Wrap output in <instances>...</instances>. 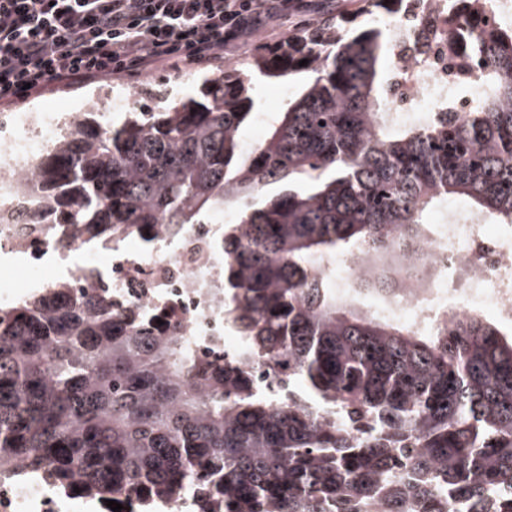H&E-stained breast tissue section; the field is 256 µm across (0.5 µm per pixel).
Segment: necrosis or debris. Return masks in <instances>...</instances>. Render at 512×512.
<instances>
[{
	"label": "necrosis or debris",
	"mask_w": 512,
	"mask_h": 512,
	"mask_svg": "<svg viewBox=\"0 0 512 512\" xmlns=\"http://www.w3.org/2000/svg\"><path fill=\"white\" fill-rule=\"evenodd\" d=\"M458 0H403L397 18H379L392 50L384 110L390 124H421L436 112L466 118L486 90L485 68L470 51L489 29L512 25V0H484L468 16V35L451 20ZM68 121L57 112L0 114V204L14 220L0 224V308L11 309L40 290L94 291L131 326L180 338L203 366L224 363L255 370L248 349L224 313V223L182 225L177 234L147 239L130 233L111 245L78 236L68 224L38 228L25 221L19 189ZM409 276L380 306L382 315L420 334L436 332L477 311L512 323V225L488 230L468 209L448 204L431 232L411 242ZM370 254L325 256L316 265L339 294L348 295L370 266ZM0 512H96L90 498L36 473L0 479Z\"/></svg>",
	"instance_id": "obj_1"
}]
</instances>
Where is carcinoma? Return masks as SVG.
<instances>
[{"instance_id":"cac0c4a2","label":"carcinoma","mask_w":512,"mask_h":512,"mask_svg":"<svg viewBox=\"0 0 512 512\" xmlns=\"http://www.w3.org/2000/svg\"><path fill=\"white\" fill-rule=\"evenodd\" d=\"M402 0H362L398 14ZM314 23L259 46L191 96L157 95L100 128L99 101L29 173L26 223L107 245L239 205L224 234L227 316L273 400L238 366L204 368L175 337L53 288L0 313V477L25 463L96 499L198 487L224 512H512V337L481 315L421 335L359 313L317 257L382 253L359 282L391 295L392 234L423 237L449 197L512 220V27L480 44L492 95L464 120L395 128L385 32ZM303 59L305 66L299 65ZM307 72L249 150L254 78ZM415 482L397 479L399 467Z\"/></svg>"}]
</instances>
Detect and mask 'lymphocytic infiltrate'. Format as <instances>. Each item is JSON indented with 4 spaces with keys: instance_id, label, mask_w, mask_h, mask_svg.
<instances>
[{
    "instance_id": "f902f5d3",
    "label": "lymphocytic infiltrate",
    "mask_w": 512,
    "mask_h": 512,
    "mask_svg": "<svg viewBox=\"0 0 512 512\" xmlns=\"http://www.w3.org/2000/svg\"><path fill=\"white\" fill-rule=\"evenodd\" d=\"M302 0H0V105L168 64L208 65Z\"/></svg>"
}]
</instances>
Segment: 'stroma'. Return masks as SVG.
Here are the masks:
<instances>
[{
  "label": "stroma",
  "mask_w": 512,
  "mask_h": 512,
  "mask_svg": "<svg viewBox=\"0 0 512 512\" xmlns=\"http://www.w3.org/2000/svg\"><path fill=\"white\" fill-rule=\"evenodd\" d=\"M307 4L308 7L303 13L275 22L270 29L264 30L254 39L225 48L224 58L219 62L204 66L186 65L176 72L154 70L135 79L115 77L90 84L55 86L39 96L16 104L15 109L19 112H78L84 109L89 99L97 96L103 102L99 120L108 123L112 120L113 91L125 92L131 98L169 90L190 94L195 91L200 76L218 75L224 70L237 67L241 59L249 56L257 44L278 43L306 24L351 16L355 17L357 25L368 22L367 15L359 12L356 0H307Z\"/></svg>",
  "instance_id": "stroma-1"
}]
</instances>
